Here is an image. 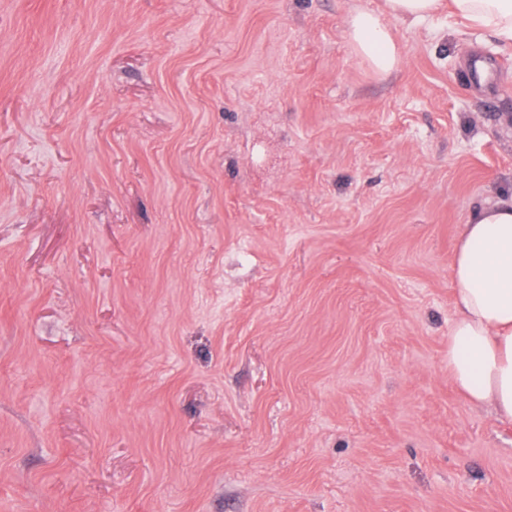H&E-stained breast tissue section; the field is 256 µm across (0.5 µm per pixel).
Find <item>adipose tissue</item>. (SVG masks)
Returning <instances> with one entry per match:
<instances>
[{
  "label": "adipose tissue",
  "instance_id": "1",
  "mask_svg": "<svg viewBox=\"0 0 512 512\" xmlns=\"http://www.w3.org/2000/svg\"><path fill=\"white\" fill-rule=\"evenodd\" d=\"M447 11L512 48V0H385L384 12L360 8L347 21L354 52L378 73L399 54L389 24L420 23ZM455 317L448 329V373L471 404L512 423V198L475 212L460 233L454 262Z\"/></svg>",
  "mask_w": 512,
  "mask_h": 512
}]
</instances>
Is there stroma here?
<instances>
[{
	"label": "stroma",
	"instance_id": "obj_1",
	"mask_svg": "<svg viewBox=\"0 0 512 512\" xmlns=\"http://www.w3.org/2000/svg\"><path fill=\"white\" fill-rule=\"evenodd\" d=\"M383 0H0V512H512L448 374L512 50ZM350 45L354 52L378 73H389L398 64L395 34L382 12L356 9L347 21Z\"/></svg>",
	"mask_w": 512,
	"mask_h": 512
}]
</instances>
